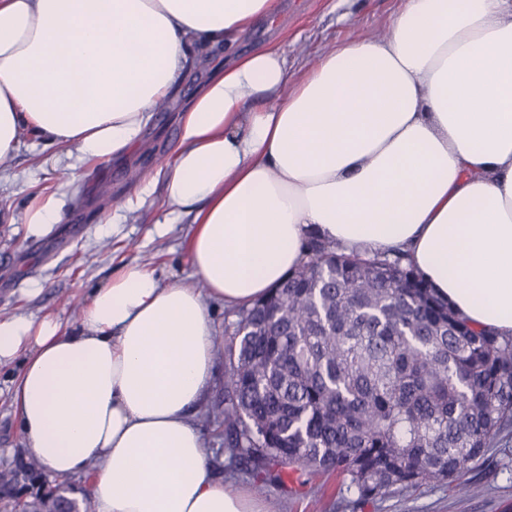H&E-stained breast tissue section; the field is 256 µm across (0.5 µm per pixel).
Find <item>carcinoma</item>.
Masks as SVG:
<instances>
[{"label":"carcinoma","instance_id":"obj_1","mask_svg":"<svg viewBox=\"0 0 512 512\" xmlns=\"http://www.w3.org/2000/svg\"><path fill=\"white\" fill-rule=\"evenodd\" d=\"M302 263L236 311L224 344V452L270 482L288 467L336 476L360 500L460 474L512 438V335L477 328L403 255L351 253L311 233ZM65 481L24 493L0 479V512H94Z\"/></svg>","mask_w":512,"mask_h":512}]
</instances>
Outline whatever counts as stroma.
Returning <instances> with one entry per match:
<instances>
[{
  "mask_svg": "<svg viewBox=\"0 0 512 512\" xmlns=\"http://www.w3.org/2000/svg\"><path fill=\"white\" fill-rule=\"evenodd\" d=\"M401 0H282L273 22L247 33L243 49L280 45L290 70L302 72L338 43L382 32ZM199 81L186 79L168 107L156 114L150 151L125 164L86 162L70 174L58 161L57 147L45 145L30 127L19 132L20 148L0 170V319L23 314L51 317L64 325L77 323L84 301L106 284L113 271L137 262L154 270L161 283L198 284L186 254L190 216H183L163 237L154 232L164 221V185L155 181L143 206L127 207L142 187L140 175L165 160L177 140L176 112ZM55 195L63 220L41 234L29 233L24 215L35 197ZM119 214L111 232L101 233L104 219ZM18 364L0 367V470L23 452L19 419L6 391ZM224 403V354H215V375L195 421L202 430L210 462L225 483L242 486L266 503L268 512H309L308 502L321 478L300 485L291 470L281 481L266 482L232 470L224 440L205 418L206 410ZM477 495H459L448 485H423L405 495L360 500L349 492L328 498L326 512H512V442L491 449L484 463L466 475Z\"/></svg>",
  "mask_w": 512,
  "mask_h": 512,
  "instance_id": "35a3bbf8",
  "label": "stroma"
}]
</instances>
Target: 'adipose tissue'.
Segmentation results:
<instances>
[{"label":"adipose tissue","mask_w":512,"mask_h":512,"mask_svg":"<svg viewBox=\"0 0 512 512\" xmlns=\"http://www.w3.org/2000/svg\"><path fill=\"white\" fill-rule=\"evenodd\" d=\"M280 0H0V158L29 125L77 161L136 150L200 48L236 50L158 168L203 288L136 262L78 323L0 319L25 448L51 476L102 468L97 512H267L217 478L194 420L214 375L208 301L247 306L303 257L400 250L471 325L512 334V0H403L381 35L302 74L238 51Z\"/></svg>","instance_id":"ef3b65f1"}]
</instances>
